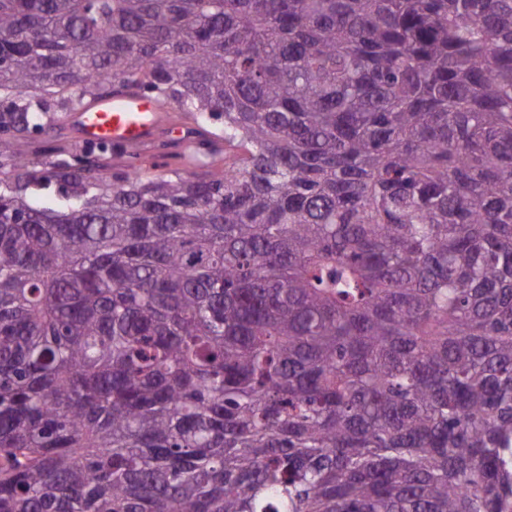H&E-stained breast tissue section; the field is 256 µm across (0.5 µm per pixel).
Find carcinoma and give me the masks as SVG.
Here are the masks:
<instances>
[{"label": "carcinoma", "instance_id": "carcinoma-1", "mask_svg": "<svg viewBox=\"0 0 512 512\" xmlns=\"http://www.w3.org/2000/svg\"><path fill=\"white\" fill-rule=\"evenodd\" d=\"M113 83L243 156L13 153ZM0 512H512V0H0Z\"/></svg>", "mask_w": 512, "mask_h": 512}]
</instances>
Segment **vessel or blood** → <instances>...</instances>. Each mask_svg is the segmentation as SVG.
Segmentation results:
<instances>
[{"mask_svg":"<svg viewBox=\"0 0 512 512\" xmlns=\"http://www.w3.org/2000/svg\"><path fill=\"white\" fill-rule=\"evenodd\" d=\"M73 130L81 142L111 144L117 155L169 135L175 136L181 147L189 145L187 127L175 119L170 107L128 85H114L111 94L78 111Z\"/></svg>","mask_w":512,"mask_h":512,"instance_id":"b4317fda","label":"vessel or blood"}]
</instances>
